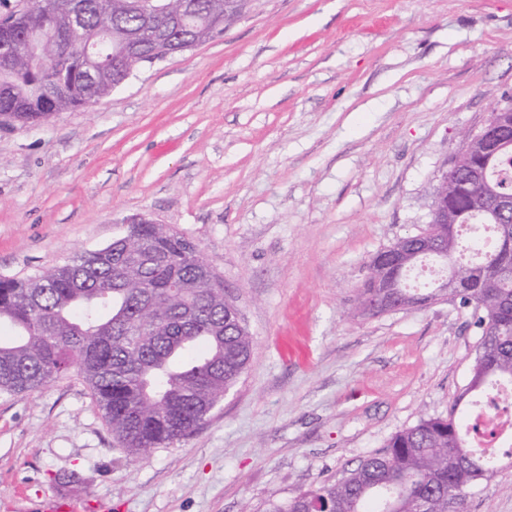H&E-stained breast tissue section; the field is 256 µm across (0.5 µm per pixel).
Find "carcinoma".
Masks as SVG:
<instances>
[{
    "label": "carcinoma",
    "instance_id": "cac0c4a2",
    "mask_svg": "<svg viewBox=\"0 0 512 512\" xmlns=\"http://www.w3.org/2000/svg\"><path fill=\"white\" fill-rule=\"evenodd\" d=\"M197 7L175 23L167 44L130 37L147 25L132 0H33L11 12L0 29V116L37 124L48 112L97 103L127 73L184 45L190 35L224 34L228 0H195ZM98 37L104 49L89 72L86 46ZM61 61L39 67L34 55ZM486 185L512 196V146L490 162ZM438 190L448 194L452 220L430 233L438 242L402 271L405 283L430 265L436 274L426 293L456 268L467 272L459 289L473 306L479 349L465 393L512 384V217L475 209L454 171ZM201 249L167 224H137L126 239L100 253L25 278L0 279V322L17 330L0 340V396L40 391L76 377L89 390L116 447L137 459L173 445L206 423L244 372L252 353L246 325L224 302L223 284L200 279ZM477 426L462 423L451 408L445 418H424L392 435L384 449L366 457L341 480L324 483L269 504L266 512H448V494L460 498L496 466L470 442Z\"/></svg>",
    "mask_w": 512,
    "mask_h": 512
}]
</instances>
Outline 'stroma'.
Segmentation results:
<instances>
[{
    "label": "stroma",
    "mask_w": 512,
    "mask_h": 512,
    "mask_svg": "<svg viewBox=\"0 0 512 512\" xmlns=\"http://www.w3.org/2000/svg\"><path fill=\"white\" fill-rule=\"evenodd\" d=\"M512 97V0H248L96 104L0 121V277L145 215L196 240L252 336L206 424L130 460L87 388L0 397V512H265L447 416L480 336L456 299L378 316L368 264L426 228L461 132ZM458 512H512V458ZM95 507L82 497L66 492L63 489L56 490L45 503V512H84L94 510Z\"/></svg>",
    "instance_id": "obj_1"
}]
</instances>
